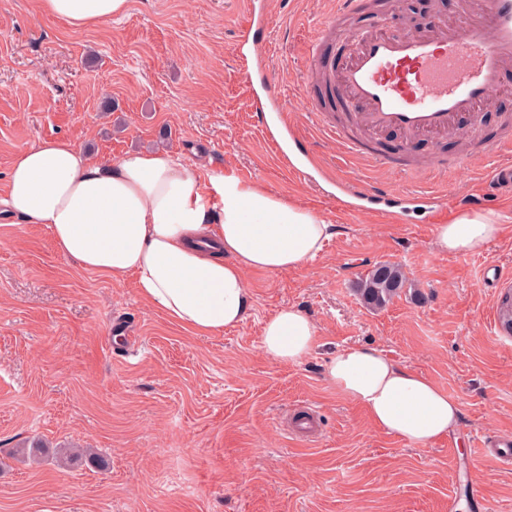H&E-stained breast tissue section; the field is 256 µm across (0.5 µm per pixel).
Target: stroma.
I'll list each match as a JSON object with an SVG mask.
<instances>
[{
    "label": "stroma",
    "instance_id": "obj_1",
    "mask_svg": "<svg viewBox=\"0 0 512 512\" xmlns=\"http://www.w3.org/2000/svg\"><path fill=\"white\" fill-rule=\"evenodd\" d=\"M271 19L263 54L286 116L327 173L437 192L441 223L497 155L461 170L451 137L402 143L421 172L348 157L300 94L307 42L330 0H255ZM246 0H129L113 21L74 32L39 0H0V184L43 140L118 160L162 147L198 175L232 167L333 224L305 265L247 275L243 325L194 336L141 299L133 277L77 268L40 224L0 221V512H512V469L482 440L512 438V335L498 310L512 288V194L491 198L503 231L481 253L435 246V226L354 217L323 184L284 168L248 105L234 55ZM111 110H104V103ZM379 262L409 287L367 309L358 281ZM301 309L317 325L297 363L261 349L268 317ZM370 346L430 377L461 404L458 434L422 447L377 428L325 379L329 358ZM42 443V455L21 448Z\"/></svg>",
    "mask_w": 512,
    "mask_h": 512
}]
</instances>
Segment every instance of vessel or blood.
Masks as SVG:
<instances>
[{"label": "vessel or blood", "instance_id": "obj_1", "mask_svg": "<svg viewBox=\"0 0 512 512\" xmlns=\"http://www.w3.org/2000/svg\"><path fill=\"white\" fill-rule=\"evenodd\" d=\"M331 3L330 12L308 39L307 63L313 79L305 84L303 97L347 155L376 165H391L393 158L337 126L322 107L318 87L341 86L345 108H357L356 119L367 131L395 130L412 140L451 134L463 116L476 114L498 91L501 71L512 65V0H462L459 22L442 17L424 33H348L344 43L349 61L335 70L328 66L323 47L340 21L358 10L360 0ZM267 29L266 17L254 12L238 36L240 54L254 60L260 76L259 83L249 85L248 97L263 127H276L281 141L295 143L300 134L284 118L286 99L275 90L261 52ZM473 138L483 141L488 151H508V159L490 175L489 187L512 192V133L487 140L477 131ZM336 192L351 214L372 211L396 223L420 199L413 191L391 196L368 184L351 189L340 183Z\"/></svg>", "mask_w": 512, "mask_h": 512}]
</instances>
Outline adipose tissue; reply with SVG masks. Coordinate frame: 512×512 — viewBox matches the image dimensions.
Instances as JSON below:
<instances>
[{
    "instance_id": "1",
    "label": "adipose tissue",
    "mask_w": 512,
    "mask_h": 512,
    "mask_svg": "<svg viewBox=\"0 0 512 512\" xmlns=\"http://www.w3.org/2000/svg\"><path fill=\"white\" fill-rule=\"evenodd\" d=\"M73 31L119 18L128 0H40ZM44 225L58 254L112 277L133 276L140 297L197 336L243 324L253 307L246 275L294 269L316 258L332 226L232 168L199 178L179 155L136 151L92 159L67 139L21 150L0 194V214ZM502 231L499 215L463 212L436 228L440 251L468 256ZM314 321L288 307L269 317L261 347L278 363L313 349ZM325 377L389 434L427 446L459 430V401L426 375L372 347L342 349Z\"/></svg>"
}]
</instances>
